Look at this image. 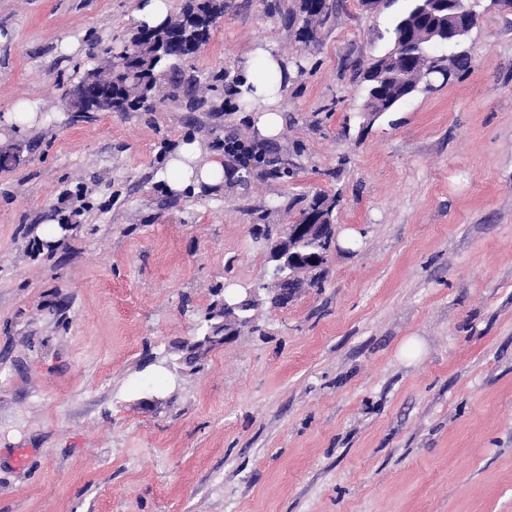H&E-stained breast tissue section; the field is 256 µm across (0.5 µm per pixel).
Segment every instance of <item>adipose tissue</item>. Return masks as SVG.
<instances>
[{
	"instance_id": "adipose-tissue-1",
	"label": "adipose tissue",
	"mask_w": 512,
	"mask_h": 512,
	"mask_svg": "<svg viewBox=\"0 0 512 512\" xmlns=\"http://www.w3.org/2000/svg\"><path fill=\"white\" fill-rule=\"evenodd\" d=\"M291 71L284 61L262 43L254 46L248 65L233 89L234 95L249 102L253 122L260 139H277L283 114L279 101L288 85ZM224 156L219 152L202 151L198 142L181 141L168 156L159 172L169 191L199 193L202 189L221 187L224 183Z\"/></svg>"
}]
</instances>
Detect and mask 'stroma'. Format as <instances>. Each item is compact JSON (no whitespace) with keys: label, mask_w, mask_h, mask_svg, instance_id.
<instances>
[{"label":"stroma","mask_w":512,"mask_h":512,"mask_svg":"<svg viewBox=\"0 0 512 512\" xmlns=\"http://www.w3.org/2000/svg\"><path fill=\"white\" fill-rule=\"evenodd\" d=\"M139 3L0 0V117L45 116L0 141V512H512V8L374 119L357 71L407 0H326L310 37L302 0H225L176 63L195 99L162 69L154 111H70ZM260 41L295 72L269 145L291 179L231 93ZM183 139L249 151L170 193ZM318 193L355 240L321 287L187 359L225 289L266 281L254 235ZM455 76H457V72L449 64L438 63L427 68V70L422 74L419 83L424 84L428 90H432L437 87L447 85L455 78ZM436 83H439V86H436ZM40 110L36 105L22 104L18 106L14 112L7 113L2 122H0V140L8 132V128L15 126L21 128L22 126H31L41 122ZM3 128L4 133H1Z\"/></svg>","instance_id":"35a3bbf8"}]
</instances>
